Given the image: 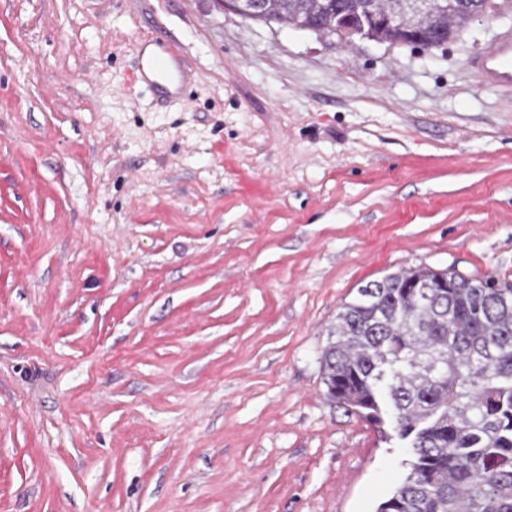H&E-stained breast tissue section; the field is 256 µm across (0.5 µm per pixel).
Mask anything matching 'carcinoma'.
Returning a JSON list of instances; mask_svg holds the SVG:
<instances>
[{"instance_id": "cac0c4a2", "label": "carcinoma", "mask_w": 512, "mask_h": 512, "mask_svg": "<svg viewBox=\"0 0 512 512\" xmlns=\"http://www.w3.org/2000/svg\"><path fill=\"white\" fill-rule=\"evenodd\" d=\"M277 23L336 35L333 0H264ZM439 9L425 25L461 30ZM427 281L426 300L409 286ZM327 394L389 422L412 461L376 512H512V287L414 267L369 281L336 314L321 353Z\"/></svg>"}]
</instances>
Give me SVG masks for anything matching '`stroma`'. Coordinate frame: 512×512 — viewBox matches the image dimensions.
Wrapping results in <instances>:
<instances>
[{"label":"stroma","mask_w":512,"mask_h":512,"mask_svg":"<svg viewBox=\"0 0 512 512\" xmlns=\"http://www.w3.org/2000/svg\"><path fill=\"white\" fill-rule=\"evenodd\" d=\"M447 44L223 0H0V512H375L410 452L331 399L359 285L512 286V91ZM177 42L178 98L130 91Z\"/></svg>","instance_id":"obj_1"}]
</instances>
